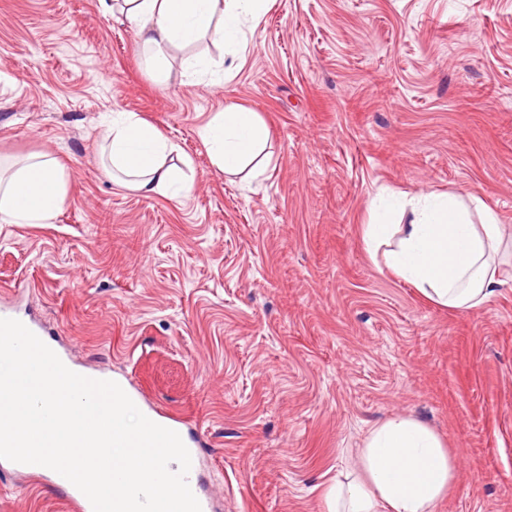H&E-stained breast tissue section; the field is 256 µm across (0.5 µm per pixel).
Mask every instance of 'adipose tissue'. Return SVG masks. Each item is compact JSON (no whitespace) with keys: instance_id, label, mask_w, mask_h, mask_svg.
I'll return each instance as SVG.
<instances>
[{"instance_id":"obj_1","label":"adipose tissue","mask_w":512,"mask_h":512,"mask_svg":"<svg viewBox=\"0 0 512 512\" xmlns=\"http://www.w3.org/2000/svg\"><path fill=\"white\" fill-rule=\"evenodd\" d=\"M266 0H98L138 35L147 64L209 39L231 60L249 44ZM217 173L260 176L268 130L258 113L230 105L199 130ZM178 146L132 112L112 118L102 151L114 179L150 197L192 193L194 183L171 158ZM65 176L56 159L33 155L24 165L0 167V223L48 224L61 210ZM377 222L364 225L371 257L410 283L426 300L453 311L484 305L512 273L501 226L491 211L473 222L454 195L373 202ZM358 475L332 483L325 512H435L454 490V454L423 422L397 416L374 426L356 454Z\"/></svg>"}]
</instances>
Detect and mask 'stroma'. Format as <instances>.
<instances>
[{
    "label": "stroma",
    "mask_w": 512,
    "mask_h": 512,
    "mask_svg": "<svg viewBox=\"0 0 512 512\" xmlns=\"http://www.w3.org/2000/svg\"><path fill=\"white\" fill-rule=\"evenodd\" d=\"M182 57L148 68L98 0H0V157L66 182L53 223H0V305L195 423L213 512H323L398 415L458 458L436 512H512V282L450 311L361 238L378 193L450 192L512 239V0H268L226 77ZM230 104L270 132L259 178L217 174L198 136ZM116 112L179 146L191 195L113 182ZM0 512L68 510L0 466Z\"/></svg>",
    "instance_id": "1"
}]
</instances>
